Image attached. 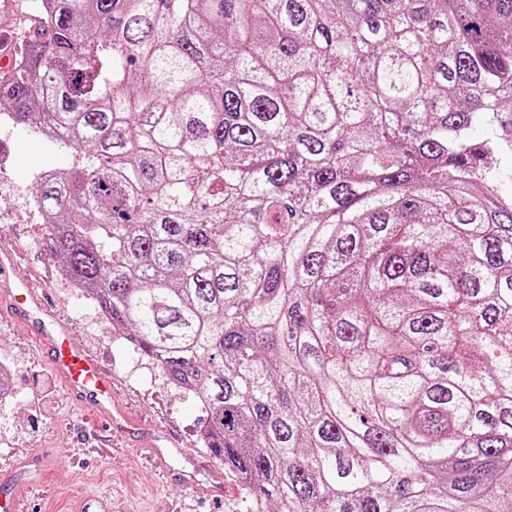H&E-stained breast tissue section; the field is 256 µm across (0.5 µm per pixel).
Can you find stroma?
<instances>
[{"label": "stroma", "instance_id": "1", "mask_svg": "<svg viewBox=\"0 0 512 512\" xmlns=\"http://www.w3.org/2000/svg\"><path fill=\"white\" fill-rule=\"evenodd\" d=\"M0 139L10 147L0 155V246L17 252V276L49 292L52 312L70 326L73 342L111 373L115 401L135 424L116 446L86 447L84 437L108 439L106 423L72 399L33 337L0 326V367L12 396L0 404V491L21 463L38 456L49 466L27 490V512H73L86 493L98 496L97 512H249L241 483L213 477L224 466L200 439L205 414L196 399L115 337L98 307L61 278L32 205L37 175L69 165L67 152L6 119Z\"/></svg>", "mask_w": 512, "mask_h": 512}]
</instances>
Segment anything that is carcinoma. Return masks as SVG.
<instances>
[{
	"instance_id": "cac0c4a2",
	"label": "carcinoma",
	"mask_w": 512,
	"mask_h": 512,
	"mask_svg": "<svg viewBox=\"0 0 512 512\" xmlns=\"http://www.w3.org/2000/svg\"><path fill=\"white\" fill-rule=\"evenodd\" d=\"M7 118L68 280L250 512H512V0H38ZM499 141L496 169L498 177L493 181L494 193L499 199L512 202V143L510 136Z\"/></svg>"
}]
</instances>
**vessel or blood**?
Returning a JSON list of instances; mask_svg holds the SVG:
<instances>
[{
  "mask_svg": "<svg viewBox=\"0 0 512 512\" xmlns=\"http://www.w3.org/2000/svg\"><path fill=\"white\" fill-rule=\"evenodd\" d=\"M14 254L8 248L0 249V320L25 328L36 337L38 345L51 369L62 377L74 400L89 404L104 418L110 429L122 426L123 416L112 398V380L100 363L84 349L72 344L67 327L49 320L48 305L29 288L27 281L15 276ZM40 462L22 465L12 487L0 494V512H26L24 491L41 472Z\"/></svg>",
  "mask_w": 512,
  "mask_h": 512,
  "instance_id": "obj_1",
  "label": "vessel or blood"
}]
</instances>
